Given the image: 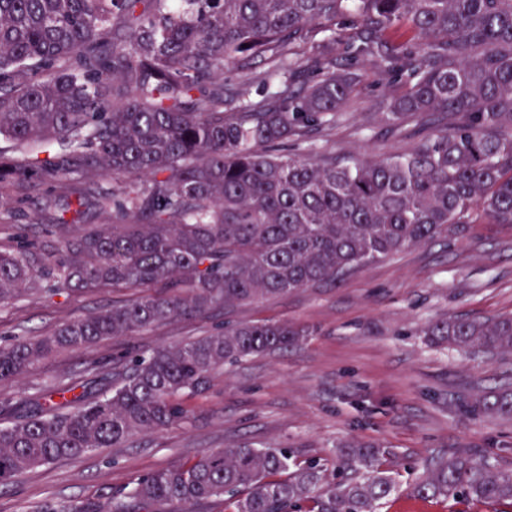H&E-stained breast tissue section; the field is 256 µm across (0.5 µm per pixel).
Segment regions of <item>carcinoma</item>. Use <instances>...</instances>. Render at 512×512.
<instances>
[{"label": "carcinoma", "instance_id": "carcinoma-1", "mask_svg": "<svg viewBox=\"0 0 512 512\" xmlns=\"http://www.w3.org/2000/svg\"><path fill=\"white\" fill-rule=\"evenodd\" d=\"M356 13L348 58L336 22ZM372 60L406 86L381 119L438 125L406 154L365 161L269 151L336 126ZM262 59L251 86L212 81ZM50 188L39 210L57 250H0V304L72 289L152 288L137 300L0 344V488L25 472L185 425L182 395L227 360L299 345L288 323L240 324L148 354L127 350L36 396L14 388L35 362L175 318L276 298L457 233L512 224V0H0V187ZM93 211L107 223L81 224ZM431 344L512 353V315L430 323ZM475 415L512 418V391ZM381 449L349 444L333 468L290 467L282 448L237 444L135 482L136 512L222 499L232 512H380L394 489ZM423 499L512 505V471L476 451L416 478ZM27 512H106L45 500Z\"/></svg>", "mask_w": 512, "mask_h": 512}]
</instances>
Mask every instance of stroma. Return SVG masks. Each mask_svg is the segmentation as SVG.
Returning <instances> with one entry per match:
<instances>
[{"label": "stroma", "instance_id": "35a3bbf8", "mask_svg": "<svg viewBox=\"0 0 512 512\" xmlns=\"http://www.w3.org/2000/svg\"><path fill=\"white\" fill-rule=\"evenodd\" d=\"M356 69L362 81L345 116L331 131L309 134L294 145V153L368 160L410 150L433 127L435 117L428 114L405 138L396 137L377 114L402 85L382 79L370 60H360ZM46 193V186L33 182L0 193L9 200L0 206L1 247L15 245L20 235L49 248L61 246L58 235L33 219V204ZM141 294L138 288L105 287L21 297L0 305V342L39 338L73 318ZM510 314L512 226L469 224L336 282L53 354L24 372L22 391L35 393L63 377L82 380L88 362L111 361L129 347L148 352L179 345L222 323L285 321L308 331L298 347L225 362L201 387L184 394L191 425L34 468L0 490V512H23L45 499L125 502L140 476L206 449L276 446L298 463L333 460L337 446L350 440L385 450L382 467L394 474L395 489L381 512H503L501 505L458 495L423 499L411 482L432 461L464 450L512 468V419L470 412L481 394L512 389V354L435 347L422 334L437 318Z\"/></svg>", "mask_w": 512, "mask_h": 512}]
</instances>
